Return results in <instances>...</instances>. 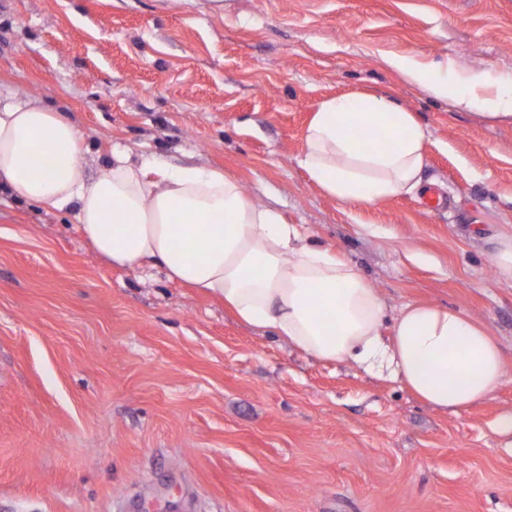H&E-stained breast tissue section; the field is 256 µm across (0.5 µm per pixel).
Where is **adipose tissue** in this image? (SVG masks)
I'll use <instances>...</instances> for the list:
<instances>
[{
    "instance_id": "ef3b65f1",
    "label": "adipose tissue",
    "mask_w": 512,
    "mask_h": 512,
    "mask_svg": "<svg viewBox=\"0 0 512 512\" xmlns=\"http://www.w3.org/2000/svg\"><path fill=\"white\" fill-rule=\"evenodd\" d=\"M387 62L457 104L491 116L512 107V83L486 76L460 85L431 82L400 57ZM381 131L393 148L373 140ZM427 140L413 113L356 92L317 105L300 164L337 201L372 206L419 189ZM85 149L84 133L63 113L0 91V192L72 213L112 264L162 265L170 280L223 301L245 324L287 338L318 360L388 375L436 408L467 409L502 383L499 347L481 324L419 302L406 303L385 324L381 297L352 264L276 209L251 201L235 179L135 161L118 147L93 175ZM43 155L53 156L52 167L38 166Z\"/></svg>"
}]
</instances>
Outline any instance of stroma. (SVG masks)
<instances>
[{
	"label": "stroma",
	"instance_id": "obj_1",
	"mask_svg": "<svg viewBox=\"0 0 512 512\" xmlns=\"http://www.w3.org/2000/svg\"><path fill=\"white\" fill-rule=\"evenodd\" d=\"M512 81V0H0V87L112 147L237 179L350 261L386 320L463 311L505 378L452 412L320 361L171 281L108 263L73 216L0 195V512H512V117L431 94ZM387 97L430 133L422 187L365 208L300 166L321 100ZM386 61L412 82L426 85L438 97L448 98V94L452 95L458 105L480 108L487 111L480 113L488 116L512 115L511 112H498L510 106L512 108V82L505 85L486 76L470 78L461 85H448V80L429 82L424 71L400 57L390 56Z\"/></svg>",
	"mask_w": 512,
	"mask_h": 512
}]
</instances>
